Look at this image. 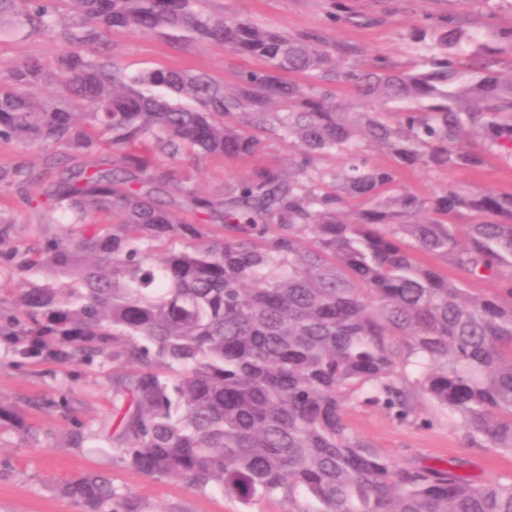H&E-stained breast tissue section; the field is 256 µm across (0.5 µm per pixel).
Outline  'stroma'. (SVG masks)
<instances>
[{"label":"stroma","mask_w":512,"mask_h":512,"mask_svg":"<svg viewBox=\"0 0 512 512\" xmlns=\"http://www.w3.org/2000/svg\"><path fill=\"white\" fill-rule=\"evenodd\" d=\"M345 2L351 17L341 22L332 18L334 0H198L197 7L208 14L241 16L286 34L315 32L328 42L355 46L361 61L382 56L401 68L418 64L424 55L410 41L409 30L445 14L469 18L471 32L492 46L500 30L512 27V7L505 2L492 12L482 0ZM73 23L63 9L50 32L1 38L0 80H8L12 68L30 58L53 68L68 46L67 32ZM86 50L92 56L110 55L130 75L179 68L209 73L227 85L234 84L241 71L259 66L258 60L227 52L215 43H176L157 33L120 28L98 30ZM292 152L288 140L270 135L254 158L203 161L197 182L206 192L220 194L255 166L287 167ZM402 182L423 195L449 184L466 190L512 192V164L494 156L480 170H408ZM125 369L124 361L102 358L67 365L22 359L12 346L0 343V408L5 411L0 417V512H80L62 487L86 471L106 472L117 492L136 495L145 512H288V502L279 497L258 501L245 510L215 490L192 492L180 481L142 475L111 450L73 446L72 429L95 432L111 419L112 376ZM348 418L359 436L398 464L448 467L457 462L461 474L476 484L512 474V455L471 447L430 406L421 407L412 423L398 422L387 411L366 405L349 406Z\"/></svg>","instance_id":"obj_1"}]
</instances>
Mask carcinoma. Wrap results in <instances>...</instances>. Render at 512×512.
Wrapping results in <instances>:
<instances>
[{"instance_id":"carcinoma-1","label":"carcinoma","mask_w":512,"mask_h":512,"mask_svg":"<svg viewBox=\"0 0 512 512\" xmlns=\"http://www.w3.org/2000/svg\"><path fill=\"white\" fill-rule=\"evenodd\" d=\"M59 1L79 24L54 75L31 59L0 85V141L43 154L38 168L1 162L0 188L65 217L21 248L15 211L0 209V271L20 281L0 341L58 364L123 359V403L98 436L147 476L245 509L280 497L289 512H512L511 476L401 466L347 416L362 403L405 423L426 402L475 447L512 453V193L401 182L512 161V28L490 47L453 14L426 23L411 33L421 70L197 0H0V33L51 31ZM102 27L216 42L262 67L231 86L167 68L128 78L85 51ZM259 131L293 143L288 168H255L222 195L164 163L253 157ZM326 155L344 165L321 170ZM481 278L499 292L467 288ZM63 492L81 512H143L104 473Z\"/></svg>"}]
</instances>
